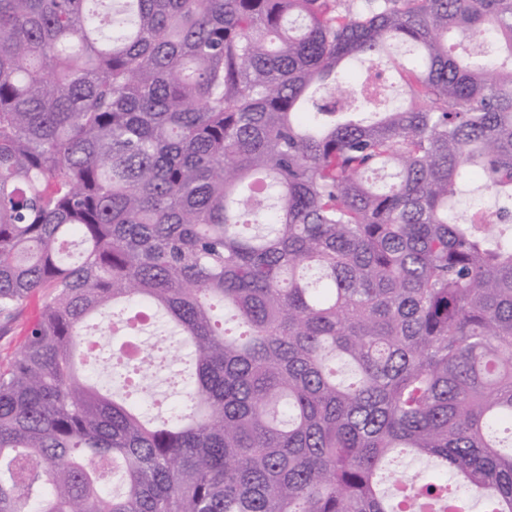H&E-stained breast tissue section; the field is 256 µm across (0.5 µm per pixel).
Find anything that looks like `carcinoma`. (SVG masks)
<instances>
[{
  "label": "carcinoma",
  "mask_w": 512,
  "mask_h": 512,
  "mask_svg": "<svg viewBox=\"0 0 512 512\" xmlns=\"http://www.w3.org/2000/svg\"><path fill=\"white\" fill-rule=\"evenodd\" d=\"M502 224L512 0H0V512H512ZM35 309L38 310L36 301L27 307L17 323L3 326L2 329L0 327V356H7L16 351L21 342V336L18 335V324L25 320H31L34 317Z\"/></svg>",
  "instance_id": "obj_1"
}]
</instances>
